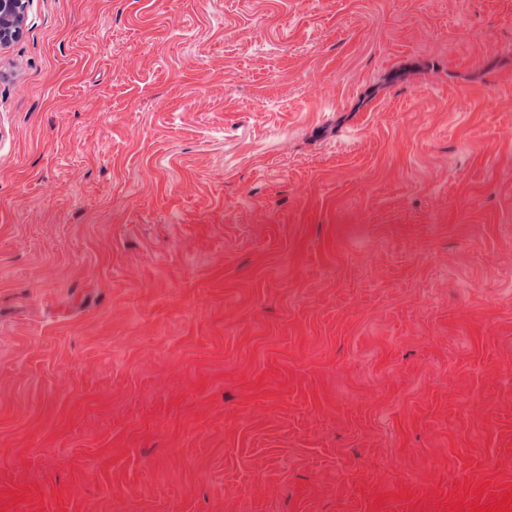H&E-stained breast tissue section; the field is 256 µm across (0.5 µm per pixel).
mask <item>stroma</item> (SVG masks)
Masks as SVG:
<instances>
[{
  "mask_svg": "<svg viewBox=\"0 0 512 512\" xmlns=\"http://www.w3.org/2000/svg\"><path fill=\"white\" fill-rule=\"evenodd\" d=\"M510 490L512 0H31L0 512Z\"/></svg>",
  "mask_w": 512,
  "mask_h": 512,
  "instance_id": "stroma-1",
  "label": "stroma"
}]
</instances>
